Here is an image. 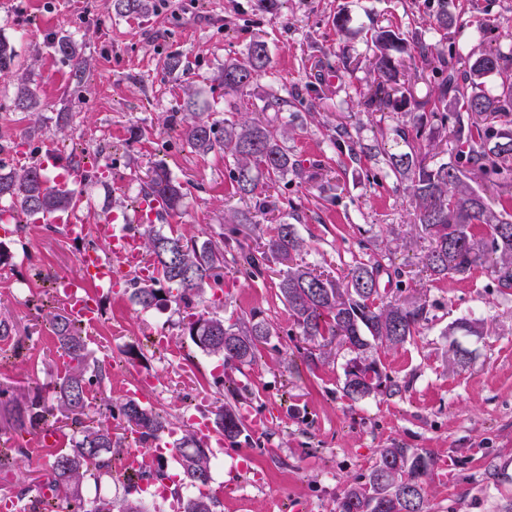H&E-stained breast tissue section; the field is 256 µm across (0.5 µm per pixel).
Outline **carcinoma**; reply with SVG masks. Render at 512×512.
Instances as JSON below:
<instances>
[{
    "label": "carcinoma",
    "instance_id": "cac0c4a2",
    "mask_svg": "<svg viewBox=\"0 0 512 512\" xmlns=\"http://www.w3.org/2000/svg\"><path fill=\"white\" fill-rule=\"evenodd\" d=\"M147 0H109L108 9L116 14L146 9ZM402 39L391 29L379 28L371 35V61L377 85L364 101L366 108L382 112L408 100H393L390 84L396 82L401 61L395 56ZM51 47L70 63L75 76L82 77L88 68L77 43L69 35L54 36ZM414 58L421 67L437 76V81L422 101L414 102L417 115L413 123L395 129L408 151L388 156L389 172L400 182H407L414 202V223L426 235L430 248L421 257L429 275L438 279L466 276L478 266L488 265L502 288H512V215L496 214L488 209L484 197L465 179L462 169L474 178L506 180L512 176V82H502L496 93L481 88L488 74L512 71V43L498 48L466 65L459 62V52L444 53L436 46L420 40L414 47ZM18 53L14 44L0 35V78L15 77L18 90L11 100L14 110L35 112L39 108L36 91L28 84L27 75L16 69ZM271 67L264 42L256 41L245 58L227 62L217 79L224 92L234 93L246 88ZM186 112L173 113L166 119L183 124V133L194 150L202 155L222 153L231 159L230 175L238 193L255 196L259 177L277 182L300 169L299 160L288 153L282 139L289 134L288 125L277 131L254 119L205 120L198 112L195 95L184 101ZM448 130L454 159L433 165L419 157V145L426 130ZM333 144L350 158L362 152L351 126H336ZM105 183L99 167L86 168L81 189L60 186L53 182L37 158L19 168L0 165V203L15 216L40 217L44 220L75 207L84 190ZM140 194L160 200L157 218L162 220L185 207L186 192L162 162L140 180ZM139 235L147 264L157 276L141 282L130 280L132 296L141 309L174 303L193 309L208 289L219 288L224 281L226 256L224 246L207 239L186 237L174 230L165 232L155 224H140ZM305 249V242L295 225L278 224L261 251L242 250L233 257L237 272L254 278L268 262L287 263L280 275L279 291L288 304L293 322L307 347L303 359L315 363L316 350L333 344L345 345L352 354L344 368L343 393L356 402L374 393H398L402 386L376 358V348H395L420 333L429 321L426 302L403 303L386 300L380 293V278L387 275L400 279L402 271L383 267L377 260H356L347 272L336 278L315 273L293 262ZM181 331L203 352L223 360L224 365L239 369L253 364L259 347L273 336L271 326L254 313L237 324H225L217 315L187 314ZM55 336L61 356L68 359L64 375L52 383L53 395L41 393L14 398L5 404L9 430L21 436L52 427L65 420L71 431L70 447L51 454L50 468L38 483L21 488L19 499L33 497L42 512H56L60 501L70 503L79 512H137L134 504L144 499L137 481L161 482L167 478L161 461L138 477L125 480L123 499L114 503L105 495L88 501L82 493L89 477L112 474V449L121 440L112 439V429L88 420V394L101 384L107 369L91 356L79 323L66 309L44 315ZM109 417L121 418L139 435L140 445L149 448L165 435H172V447L188 484L202 488L211 479L212 449L189 428L175 433L173 423L160 411L143 406L133 398L107 404ZM209 420L224 439L236 444L245 431L236 405L224 403L210 411ZM434 464L426 452L395 446L379 450V460L363 483L346 486L336 496L334 512H380L379 505L387 496L406 494L404 512H429L425 477ZM47 486L52 496L44 497L40 488ZM176 499L178 512H213L216 502L206 493L183 496L179 489L170 492Z\"/></svg>",
    "mask_w": 512,
    "mask_h": 512
}]
</instances>
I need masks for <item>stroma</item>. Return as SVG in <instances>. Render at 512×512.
<instances>
[{"label": "stroma", "instance_id": "stroma-1", "mask_svg": "<svg viewBox=\"0 0 512 512\" xmlns=\"http://www.w3.org/2000/svg\"><path fill=\"white\" fill-rule=\"evenodd\" d=\"M437 9L438 0H277L269 11L258 10L256 0H148L142 12L118 15L105 0H0V34L17 41L19 67L41 101L33 113L10 109L17 85L0 79V163L16 167L34 152L53 175L57 159L74 152L105 167V184L85 196L83 214L92 222L131 211L138 177L161 160L187 192L184 214L170 219L178 231L222 238L230 253L258 250L276 224L296 214L305 263L339 275L373 255L402 271V287L389 289V297L428 304L429 324L419 336L378 353L402 392L354 402L342 392L346 350L304 364L278 292L279 265L251 279L225 267L222 290L202 298L201 311H213L219 298L224 316L256 312L275 330L256 363L231 372L182 335L174 307L145 312L131 294L93 288L102 316L84 332L109 377L90 391L91 413L125 398L149 374L154 383L142 404L176 424L228 401L261 420L248 444L228 443L214 454L207 491L218 500L216 512H331L337 494L365 480L380 449L395 444L434 458L426 479L432 512H512V289L498 288L483 268L432 279L420 263L429 241L414 226L411 199L389 177L384 157L352 162L331 142L345 122L361 142H379L386 154L405 152L394 129L412 120L413 101L433 85L431 73L405 65L399 79L408 106L366 114L358 101L374 79L372 28L399 29L409 51L431 37L468 63L512 32V0H466L457 21L433 35ZM339 16L345 28H337ZM60 32L74 34L89 59L83 77L51 48L50 36ZM256 41L267 45L270 71L225 94L217 72ZM173 53L184 72L165 69ZM188 88L208 102L212 117L253 112L272 128L291 130L284 146L301 169L268 189L271 210L255 223L226 221L230 212L252 210L254 201L237 192L223 155L197 154L180 127L165 122L181 111ZM296 89L302 99L286 116L263 111L271 95L286 98ZM0 242L16 261L0 267V312L23 347L17 356L0 346V388L28 394L54 378L59 353L48 325L15 286L39 269L77 274L78 246L38 220L21 233L0 228ZM461 318L478 320L481 333L458 330ZM158 336L169 347L155 345ZM50 461L48 449L29 447L0 476V491L32 483Z\"/></svg>", "mask_w": 512, "mask_h": 512}]
</instances>
